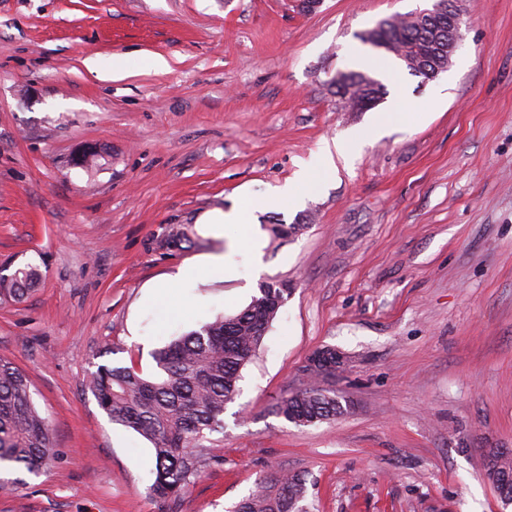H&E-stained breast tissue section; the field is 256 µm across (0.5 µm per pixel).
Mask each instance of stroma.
<instances>
[{"label":"stroma","mask_w":512,"mask_h":512,"mask_svg":"<svg viewBox=\"0 0 512 512\" xmlns=\"http://www.w3.org/2000/svg\"><path fill=\"white\" fill-rule=\"evenodd\" d=\"M432 0H0V358L29 378L56 459L0 479V512H229L280 472L310 512H512L484 470L512 448V0H462L447 71L420 82L359 35ZM126 77L104 82L84 59ZM164 57L169 66L152 68ZM381 79L376 110L330 81ZM402 111L380 134L376 112ZM352 136L302 206L272 196L320 148ZM248 203L244 227L199 219ZM273 224L300 232L272 241ZM188 230L191 242L173 244ZM217 255L204 282L180 280ZM290 294L200 449L180 500L153 499L151 444L112 424L84 381L152 373L155 349L245 308L262 282ZM333 347L347 362L312 379ZM342 414L309 426L273 408L308 384ZM370 80V83L367 82ZM333 93L339 98L344 108L353 110L357 106L361 112L375 106V95L381 94L386 98L389 94L386 84L380 79L360 71H345L341 80L334 84ZM38 278L36 268L29 265L18 268L10 276H0V294L19 299L32 289Z\"/></svg>","instance_id":"obj_1"}]
</instances>
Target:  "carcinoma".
<instances>
[{
  "label": "carcinoma",
  "instance_id": "1",
  "mask_svg": "<svg viewBox=\"0 0 512 512\" xmlns=\"http://www.w3.org/2000/svg\"><path fill=\"white\" fill-rule=\"evenodd\" d=\"M460 30L448 32V18L427 25L392 18L371 31L373 40L395 56L410 59L408 73L425 81L448 65ZM344 108L367 111L375 95L387 97L380 79L360 71H345L334 85ZM39 278L32 266L0 276V294L21 298ZM288 298L284 285L269 281L259 295L234 316L219 317L170 341L153 352L156 372L145 375L133 367L100 365L85 381L112 423L132 430L153 447L155 470L149 492L153 498L176 501L197 473L196 449L215 432L224 431V406L233 399L242 369L262 345L269 327ZM313 375H336V349L324 348L310 359ZM277 416L296 426H308L341 414L332 390L316 385L287 392L274 408ZM55 448L45 417L35 406L31 385L17 366L0 358V464L18 466L37 475L54 461ZM488 464L512 478V456L493 448ZM307 488L297 475L261 482L231 512H307Z\"/></svg>",
  "mask_w": 512,
  "mask_h": 512
}]
</instances>
